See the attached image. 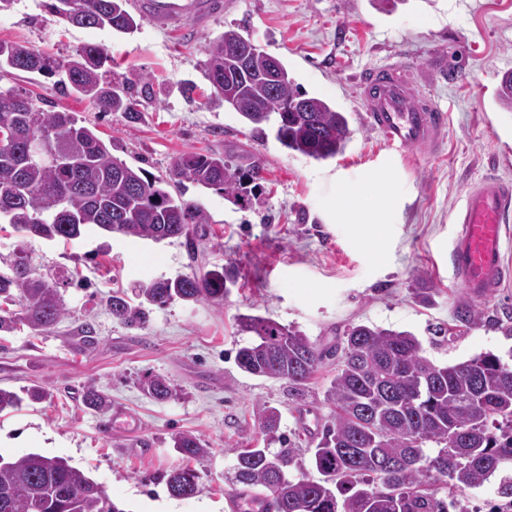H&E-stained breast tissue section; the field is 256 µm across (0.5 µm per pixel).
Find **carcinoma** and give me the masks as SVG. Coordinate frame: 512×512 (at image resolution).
<instances>
[{
    "label": "carcinoma",
    "instance_id": "1",
    "mask_svg": "<svg viewBox=\"0 0 512 512\" xmlns=\"http://www.w3.org/2000/svg\"><path fill=\"white\" fill-rule=\"evenodd\" d=\"M43 0L52 15L78 27L109 28L131 34L139 23L126 0ZM244 36L228 29L205 49L207 79L220 76V101L254 125H275V137L286 149L315 160L343 152L351 139L348 118L325 101L307 97L294 86L288 70L272 77L268 54L255 45L246 70L236 63V47ZM107 55L98 45H84L68 60H56L34 49L0 41V68L58 75L57 84L89 101L100 112H122L134 119L138 99L151 94L147 77L132 83L116 80L104 69ZM497 101L512 112V72L503 75ZM15 139L0 145V217L16 230L44 240H71L95 227L108 233L157 240L165 236L190 240L192 225L207 224L199 207L174 197L165 186L189 180L219 190L248 205L261 169L224 159L216 151L179 156L169 179L153 178L114 157L105 142L74 113L45 111L20 93L0 92V129ZM45 140L53 157L24 166L22 157ZM13 274L0 273V333L23 323L44 334L66 314L59 282L39 276L17 256ZM235 284L226 269L151 281L139 290L135 305L115 294L112 318L127 327L146 323L149 307L175 300L224 303ZM17 305L19 310L2 308ZM239 330L253 336L235 356L244 372L304 385L324 359L340 351L341 364L325 391L331 418L313 448L311 462L320 475L291 478L286 468L293 451L269 448L235 450L231 481L259 488L263 512H448V501L427 491L429 479H448L456 491L478 487L512 461V363L494 353L437 366L423 356L411 333L350 325L336 346L326 349L302 331L260 315L237 316ZM141 391L168 401L179 390L150 374ZM84 404L103 412L107 399L93 386ZM258 420L266 440H282L280 413L264 406ZM173 448L186 459L211 454L199 437L179 433ZM44 456L16 459L0 456V512H127L83 471L63 458L46 467ZM168 493L190 497L198 491V473L175 467L164 475ZM381 484L379 490L376 484Z\"/></svg>",
    "mask_w": 512,
    "mask_h": 512
}]
</instances>
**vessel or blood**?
I'll return each mask as SVG.
<instances>
[{"instance_id": "obj_1", "label": "vessel or blood", "mask_w": 512, "mask_h": 512, "mask_svg": "<svg viewBox=\"0 0 512 512\" xmlns=\"http://www.w3.org/2000/svg\"><path fill=\"white\" fill-rule=\"evenodd\" d=\"M137 10L163 29L178 27L184 19L206 20L221 11L223 0H135ZM367 122L387 146L401 151L415 148L436 153L447 115L435 101L416 94L405 65L390 64L363 75L358 81ZM512 183L489 174L473 185L457 215L460 230L450 252L452 276L470 299L495 296L512 281V260L505 243L512 229Z\"/></svg>"}]
</instances>
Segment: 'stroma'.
Instances as JSON below:
<instances>
[{"instance_id": "obj_1", "label": "stroma", "mask_w": 512, "mask_h": 512, "mask_svg": "<svg viewBox=\"0 0 512 512\" xmlns=\"http://www.w3.org/2000/svg\"><path fill=\"white\" fill-rule=\"evenodd\" d=\"M228 28L280 60L308 96L348 116L352 137L342 154L318 161L289 151L273 129L257 133L212 101L205 49ZM0 40L58 60L94 44L107 52L114 78L149 77L153 98L131 122L62 95L54 77L0 69V91L76 113L131 166L165 179L183 153L218 150L263 171L247 208L182 180L183 199L210 218L192 252L177 238L156 242L94 229L68 242L28 239L0 222V260L25 255L38 272L53 274L66 308L48 333L21 324L0 335V388L20 394L38 386L48 395L0 413L1 457L67 459L127 512H233L255 494L226 476L234 449L263 442L259 406L279 408L280 431L299 451L290 476H315L309 448L330 418L325 390L340 362L324 360L296 395L286 382L251 376L235 363L248 339L237 329L238 315L272 318L328 346L350 323L408 331L441 366L512 353V285L471 302L448 274L456 215L470 186L490 171L512 180V112L496 103L500 78L512 71V0H403L391 13L372 0H224L223 11L204 23L163 30L144 18L131 34L66 25L41 0H16L0 12ZM392 63L411 67L417 93L448 115L436 154L393 151L365 122L355 79ZM380 173L395 199L392 221L382 227L383 261L354 225L330 217L339 182H368ZM217 266L236 280L223 304L177 300L151 308L134 329L113 320L107 307L114 292L130 295L152 280ZM465 304L480 312L477 323L456 321ZM85 323L95 330L90 346L81 341ZM440 324L452 337L433 335ZM147 374L168 378L178 396H145L139 380ZM90 385L108 397L109 410L86 408ZM181 432L212 450L189 463L200 480L188 498L170 496L163 480L184 463L172 443Z\"/></svg>"}]
</instances>
